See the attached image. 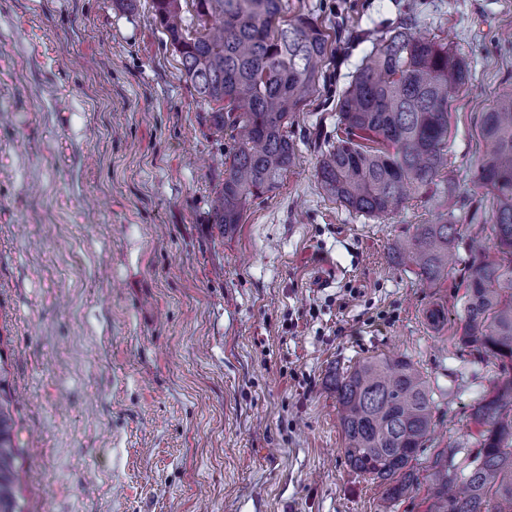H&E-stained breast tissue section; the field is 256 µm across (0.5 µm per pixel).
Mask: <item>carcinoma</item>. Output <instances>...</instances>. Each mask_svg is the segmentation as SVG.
Returning a JSON list of instances; mask_svg holds the SVG:
<instances>
[{
	"mask_svg": "<svg viewBox=\"0 0 512 512\" xmlns=\"http://www.w3.org/2000/svg\"><path fill=\"white\" fill-rule=\"evenodd\" d=\"M152 4L205 121L231 142L212 206L213 223L228 234L296 166L288 124L319 93L328 37L309 16L284 19L287 0ZM468 82L465 60L448 45L389 29L338 94L344 136L321 152L316 168L327 196L368 217L394 212L410 195L451 199L448 104ZM479 127L486 151L475 179L491 195L499 258L468 262L458 340L499 361L501 379L470 414L481 427L477 451L459 464L454 451L439 449L419 466L433 429L432 397L404 357H368L332 382L350 467L379 481L388 504L427 481L428 512H512V92L480 113ZM459 235L453 219L418 224L396 253L408 255L432 287L448 274ZM4 394L0 372V512H23L17 423Z\"/></svg>",
	"mask_w": 512,
	"mask_h": 512,
	"instance_id": "obj_1",
	"label": "carcinoma"
}]
</instances>
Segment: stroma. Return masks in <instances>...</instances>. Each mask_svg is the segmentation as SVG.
<instances>
[{"instance_id":"stroma-1","label":"stroma","mask_w":512,"mask_h":512,"mask_svg":"<svg viewBox=\"0 0 512 512\" xmlns=\"http://www.w3.org/2000/svg\"><path fill=\"white\" fill-rule=\"evenodd\" d=\"M334 46L289 128L301 161L231 234L213 224L230 143L212 135L152 0H0V365L25 512H380L342 451L330 378L377 354L426 377L421 449L465 459L501 378L462 346L482 108L512 88V0H288ZM409 25L460 54L450 102L458 262L423 287L391 254L439 198L346 211L314 175L330 104L373 43Z\"/></svg>"}]
</instances>
